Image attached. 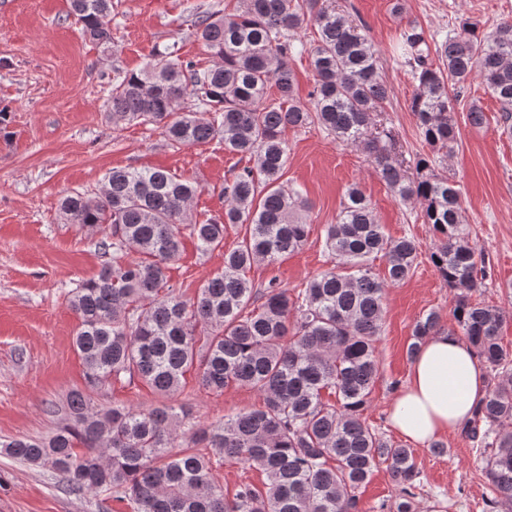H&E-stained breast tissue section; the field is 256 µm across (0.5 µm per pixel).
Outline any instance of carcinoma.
<instances>
[{"mask_svg": "<svg viewBox=\"0 0 512 512\" xmlns=\"http://www.w3.org/2000/svg\"><path fill=\"white\" fill-rule=\"evenodd\" d=\"M113 7V0H70L83 37L100 46L112 43ZM307 16L317 38L298 45L292 32ZM194 27L210 65L185 61L174 49L158 52L140 71L114 72L106 106L115 122L161 127L173 147L218 138L225 151L250 157L254 165L219 193L223 215L197 220L194 183L156 167L113 169L100 193L73 192L59 204L64 223L101 234L99 272L69 294L80 319L74 345L86 386L141 382L165 402L98 409L76 388L65 400L69 423L48 437L0 447L19 461L50 466L70 493L112 491L131 512H359L357 491L381 465L399 487L395 512H414L421 471L413 450L368 425L364 412L379 377L385 288L408 278L415 242L389 236L353 185L336 222L325 226V249L345 272L324 271L294 294L275 276L259 288L246 278L255 263L272 264L308 240V200L281 178L286 130L318 126L365 152L400 198L425 205L424 222L437 238L429 258L453 306L446 325L435 309L415 320L407 357L446 330L495 372L497 382L463 432L486 455L489 512H512V355L501 344L504 313L475 297L490 271L464 228L456 182L435 172L428 155L406 162L390 132H371L374 113L390 98L374 45L331 0H236L232 12H204ZM398 42L416 82L410 110L432 152L455 150L454 103L474 74L512 132V22L485 35L465 20L433 44L409 24ZM305 53L315 76L309 106L297 101L287 63ZM229 224L245 226L242 241L224 253L221 273L184 298L168 276L183 236L213 252L224 247ZM380 256L382 278L372 271ZM191 369L205 390L248 387L262 405L218 424L190 421L176 396ZM179 428L189 437L180 449ZM226 461L264 474L265 490L243 482L224 495L214 471Z\"/></svg>", "mask_w": 512, "mask_h": 512, "instance_id": "cac0c4a2", "label": "carcinoma"}]
</instances>
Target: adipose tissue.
Wrapping results in <instances>:
<instances>
[{"instance_id": "obj_1", "label": "adipose tissue", "mask_w": 512, "mask_h": 512, "mask_svg": "<svg viewBox=\"0 0 512 512\" xmlns=\"http://www.w3.org/2000/svg\"><path fill=\"white\" fill-rule=\"evenodd\" d=\"M487 395V369L463 339L439 333L427 339L409 379L390 404L393 428L417 445L461 431Z\"/></svg>"}]
</instances>
